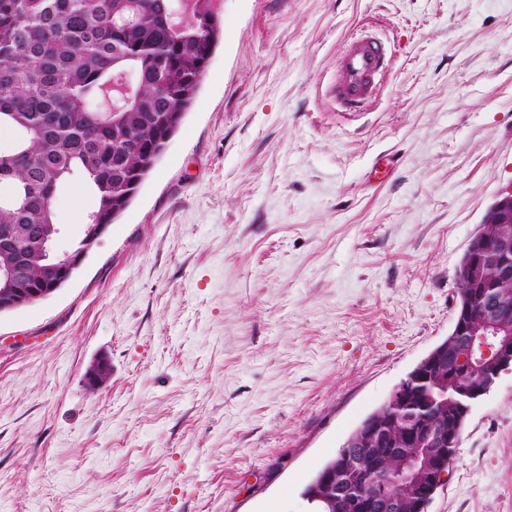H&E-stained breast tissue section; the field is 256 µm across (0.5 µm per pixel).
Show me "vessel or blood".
<instances>
[{
    "instance_id": "obj_1",
    "label": "vessel or blood",
    "mask_w": 512,
    "mask_h": 512,
    "mask_svg": "<svg viewBox=\"0 0 512 512\" xmlns=\"http://www.w3.org/2000/svg\"><path fill=\"white\" fill-rule=\"evenodd\" d=\"M388 62L386 46L376 35L351 36L338 58V78L330 88L337 106L350 111L374 100Z\"/></svg>"
}]
</instances>
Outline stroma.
I'll return each instance as SVG.
<instances>
[{
	"label": "stroma",
	"instance_id": "35a3bbf8",
	"mask_svg": "<svg viewBox=\"0 0 512 512\" xmlns=\"http://www.w3.org/2000/svg\"><path fill=\"white\" fill-rule=\"evenodd\" d=\"M216 9L133 201L68 283L0 315V512H312L307 485L453 329L461 256L512 190V0ZM362 30L391 69L343 112L327 88ZM55 204L64 252L95 201L76 178ZM427 512H512V372Z\"/></svg>",
	"mask_w": 512,
	"mask_h": 512
}]
</instances>
